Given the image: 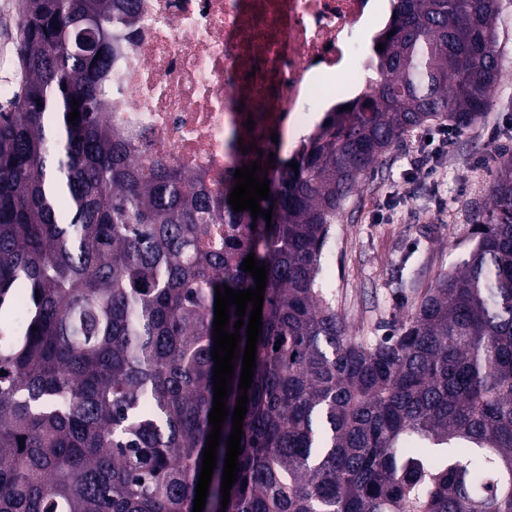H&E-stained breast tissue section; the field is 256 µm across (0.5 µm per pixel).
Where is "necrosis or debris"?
Wrapping results in <instances>:
<instances>
[{
    "label": "necrosis or debris",
    "instance_id": "obj_1",
    "mask_svg": "<svg viewBox=\"0 0 512 512\" xmlns=\"http://www.w3.org/2000/svg\"><path fill=\"white\" fill-rule=\"evenodd\" d=\"M372 2L137 0L105 79L133 155L221 185L259 153H295L322 113L363 91L354 34Z\"/></svg>",
    "mask_w": 512,
    "mask_h": 512
}]
</instances>
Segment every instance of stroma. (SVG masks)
<instances>
[{"label": "stroma", "mask_w": 512, "mask_h": 512, "mask_svg": "<svg viewBox=\"0 0 512 512\" xmlns=\"http://www.w3.org/2000/svg\"><path fill=\"white\" fill-rule=\"evenodd\" d=\"M498 21L503 81L483 119L463 131L433 124L405 137L333 227L326 267L352 335L385 334L403 303L414 302L471 247L496 171L492 154L512 153V0H499ZM443 135L447 154L431 167L411 168L429 138Z\"/></svg>", "instance_id": "1"}]
</instances>
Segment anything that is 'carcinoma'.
<instances>
[{"label":"carcinoma","mask_w":512,"mask_h":512,"mask_svg":"<svg viewBox=\"0 0 512 512\" xmlns=\"http://www.w3.org/2000/svg\"><path fill=\"white\" fill-rule=\"evenodd\" d=\"M134 11L18 0L0 308L19 298L26 317L0 330V512H193L215 286L255 287L250 253L268 275L226 512H512V154L467 257L386 335L350 334L323 266L333 224L393 145L487 112L498 0H392L370 60L382 77L329 113L298 171L267 175L269 228L228 204L236 181L215 191L130 156L101 80ZM235 363L204 512L221 510Z\"/></svg>","instance_id":"carcinoma-1"}]
</instances>
